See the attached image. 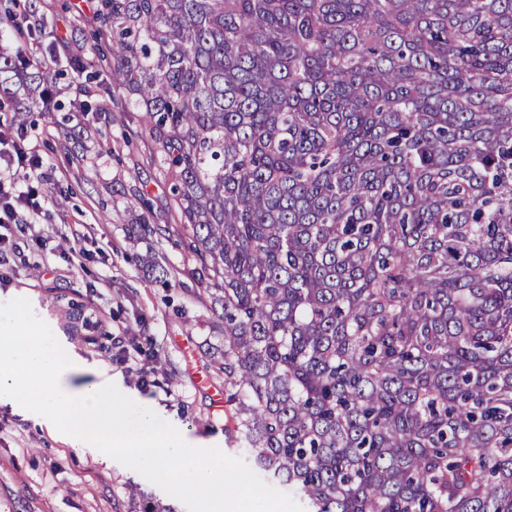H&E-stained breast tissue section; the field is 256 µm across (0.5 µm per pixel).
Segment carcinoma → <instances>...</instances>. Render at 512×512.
Masks as SVG:
<instances>
[{
    "instance_id": "cac0c4a2",
    "label": "carcinoma",
    "mask_w": 512,
    "mask_h": 512,
    "mask_svg": "<svg viewBox=\"0 0 512 512\" xmlns=\"http://www.w3.org/2000/svg\"><path fill=\"white\" fill-rule=\"evenodd\" d=\"M95 12L251 467L305 512H512V0ZM47 85L0 48V97Z\"/></svg>"
}]
</instances>
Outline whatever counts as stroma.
<instances>
[{
    "label": "stroma",
    "mask_w": 512,
    "mask_h": 512,
    "mask_svg": "<svg viewBox=\"0 0 512 512\" xmlns=\"http://www.w3.org/2000/svg\"><path fill=\"white\" fill-rule=\"evenodd\" d=\"M77 0H15L14 14L34 9L45 36L11 35L9 52L42 64L52 82L47 112L28 113V146L47 169L43 209L34 233L47 247L25 245L0 266L6 285L0 304L28 299L70 359L81 365L72 385L107 370L121 393L152 405L159 417L201 446L224 437V414L214 408L224 378L209 352L218 345L204 283L191 275V255L178 244L180 217L139 112L112 76L108 41L78 13ZM63 37L55 47L48 31ZM165 226L140 240L136 224ZM87 254L80 260L71 248ZM153 253L173 272L170 284L148 282L140 259ZM100 320L103 335H71L70 303ZM138 336L155 353L156 385L142 387L137 370L111 364L112 337ZM208 374L198 388L193 372ZM187 512L137 471L99 463L92 452L55 434L33 414L0 403V512H139L140 504Z\"/></svg>",
    "instance_id": "obj_1"
}]
</instances>
